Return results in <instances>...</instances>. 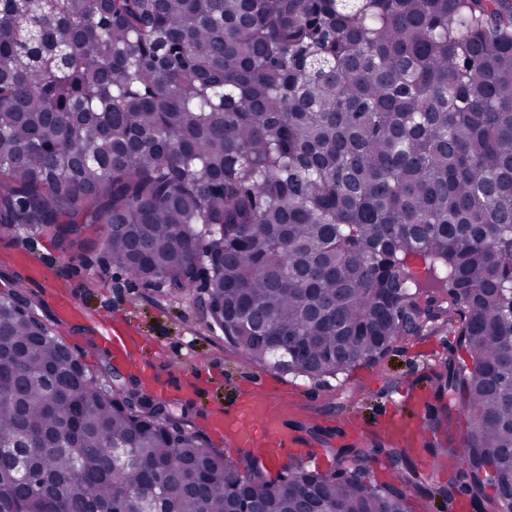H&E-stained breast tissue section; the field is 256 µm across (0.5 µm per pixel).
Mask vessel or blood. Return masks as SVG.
I'll return each instance as SVG.
<instances>
[{
    "label": "vessel or blood",
    "instance_id": "vessel-or-blood-1",
    "mask_svg": "<svg viewBox=\"0 0 512 512\" xmlns=\"http://www.w3.org/2000/svg\"><path fill=\"white\" fill-rule=\"evenodd\" d=\"M100 336L110 347L113 357L131 360L142 342L129 326L101 323ZM300 402L283 392H271L264 376H254L232 401L208 415L211 429L226 438L232 447L260 453L270 464L282 466L302 455L307 443L290 426L299 413ZM417 395L404 393L402 399L387 410L382 427L406 449L417 450L423 437L416 419Z\"/></svg>",
    "mask_w": 512,
    "mask_h": 512
}]
</instances>
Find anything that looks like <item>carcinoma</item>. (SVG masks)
I'll use <instances>...</instances> for the list:
<instances>
[{"mask_svg": "<svg viewBox=\"0 0 512 512\" xmlns=\"http://www.w3.org/2000/svg\"><path fill=\"white\" fill-rule=\"evenodd\" d=\"M0 224L64 253L110 226L113 265L172 299L208 286L209 326L259 366L279 336L302 352L286 371L317 380L445 328L458 342L423 395L448 483L382 431L337 443L302 419L334 471L272 480L144 406L135 376L74 371L7 289L0 512H512L495 489L512 480V0H0ZM411 456L420 464L421 470L426 474L429 481L433 483H448V479L452 475L453 457L448 456V462L443 458L434 461L423 451L417 457L413 454Z\"/></svg>", "mask_w": 512, "mask_h": 512, "instance_id": "obj_1", "label": "carcinoma"}]
</instances>
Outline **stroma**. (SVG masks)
Masks as SVG:
<instances>
[{"label": "stroma", "instance_id": "stroma-1", "mask_svg": "<svg viewBox=\"0 0 512 512\" xmlns=\"http://www.w3.org/2000/svg\"><path fill=\"white\" fill-rule=\"evenodd\" d=\"M101 234L99 225L89 226L84 245L64 254L45 235L0 225V271L24 279V291L42 300L46 316L56 321L63 341L89 369H96L112 356L99 336V322H127L150 337L151 345L137 351L134 363L121 366V373L136 371L141 362L152 364L155 378L144 381L146 393L154 394L155 382L167 386L170 401L191 414L195 430L214 448L223 447L224 438L210 429L209 410L223 406L238 386L253 375L266 374L272 377L275 387L311 395L316 422L327 432H334L347 417L372 432L384 402L394 396L389 379L401 378L404 388H414L417 378L425 375L453 342L445 333L425 341L403 342L376 365L358 367L323 382L262 367L250 363L208 332L190 300H165L148 291L141 281L110 265L96 245ZM18 251L43 265L46 279H28L25 267L14 259ZM61 294L77 303L79 314L64 318L57 300ZM187 374L202 377L200 394L183 391V377ZM344 389L354 392L356 398L353 406L340 414L334 405L337 393Z\"/></svg>", "mask_w": 512, "mask_h": 512}]
</instances>
